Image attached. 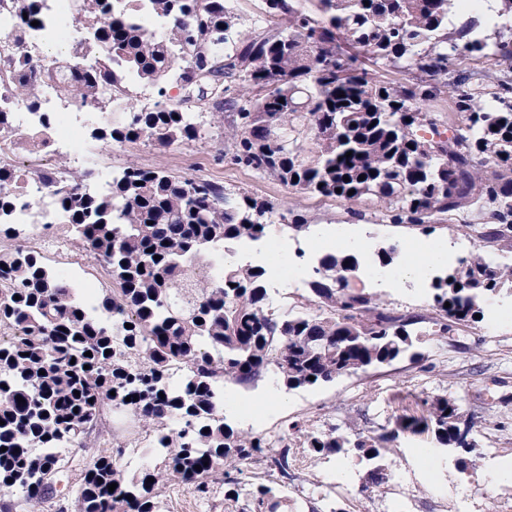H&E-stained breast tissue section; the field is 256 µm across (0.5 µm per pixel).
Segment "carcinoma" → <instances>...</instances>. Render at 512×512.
Here are the masks:
<instances>
[{"label": "carcinoma", "instance_id": "cac0c4a2", "mask_svg": "<svg viewBox=\"0 0 512 512\" xmlns=\"http://www.w3.org/2000/svg\"><path fill=\"white\" fill-rule=\"evenodd\" d=\"M225 2L76 0L79 49L67 60L63 96L93 111L123 109L94 138L163 147L208 139L203 124L164 101L174 82L183 103L213 108L215 126L231 110L218 159L343 202L359 220L370 213L381 224L446 223L512 253V0H483L458 25L449 24L454 0H318L315 14L301 0H262L273 26L250 33L238 30ZM0 8L15 24L0 40V85L38 109L39 85L11 60L39 66L30 35L53 26L46 0H0ZM482 58L499 69L459 70ZM368 62L404 77L387 81ZM136 82L156 87L162 100L138 108L128 94ZM442 96L452 104L444 120L428 110ZM17 136L0 112V141ZM86 177L72 172L54 203L112 276L115 288L98 306L88 308L36 253L0 251V278L9 282L0 291V326L8 329L0 336V512H13L17 504L5 499L17 494L34 512L57 497L65 468L58 448L86 447L107 407L165 430L155 437L163 466L129 479L122 449L99 453L81 470L76 512H160L158 486L168 482L192 485L201 497L221 483L225 500L237 503L244 467L256 462L276 473V485L251 484L240 512H279V488L299 478L294 437L312 454L355 450L373 465L362 486L369 494L386 479L377 462L405 434L432 433L462 471L478 455L476 443L466 444L473 424H461L447 395L368 435L294 421L273 454L263 435L234 429L225 422L224 384L247 386L271 373L288 390L315 388L417 360L420 319L355 287L363 261L347 248L323 254L300 309L277 315L268 267L235 260L230 245L259 241L277 222L305 233L303 215L134 162L103 192H83ZM15 179L0 166V228ZM399 244L377 245L374 266L394 265ZM215 266L220 277L203 274ZM505 291L512 293V263L475 247L433 278L431 335H460Z\"/></svg>", "mask_w": 512, "mask_h": 512}]
</instances>
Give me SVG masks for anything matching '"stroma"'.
<instances>
[{"label":"stroma","instance_id":"35a3bbf8","mask_svg":"<svg viewBox=\"0 0 512 512\" xmlns=\"http://www.w3.org/2000/svg\"><path fill=\"white\" fill-rule=\"evenodd\" d=\"M135 161L145 168L160 167L172 173L201 177L225 188L243 190L278 207H297L305 214L310 230L296 236L271 227L273 238L288 248L306 246L319 238L338 247L357 240L368 247L388 240L407 243H448V260L468 254L472 239L455 228L441 224L427 231L420 227L372 224L353 221L344 203L319 197L301 196L278 181L221 161L212 144L192 142L168 148L136 142L116 145L85 138L76 157H56L57 166L113 171ZM365 287L381 292L396 311L429 319V281L377 280L364 273ZM420 362L403 359L391 365L336 379L311 390L283 391L280 403L258 415L250 405L273 389L271 377L235 387L242 406L227 415L235 428L251 430L274 441L287 424L302 421L318 430L339 428L348 433L358 429L379 431L396 416L420 412L422 401L436 394L454 397L463 416L478 422L474 433L481 457L467 470H459L453 456L437 453L424 460L420 449L435 447L432 434L402 437L386 460L388 480L371 498H363L359 487L366 469L355 458L308 455L297 449L301 494L289 495V512H416L424 502L433 512H502L512 504V296L501 295L477 327L460 336L422 337L418 346ZM146 433L129 417L119 415L103 429L93 448L85 453L67 449V483L59 490L73 495L84 464L96 452L115 443L136 444ZM162 512H226L223 485H213L207 497H199L188 484L170 485L162 501Z\"/></svg>","mask_w":512,"mask_h":512}]
</instances>
